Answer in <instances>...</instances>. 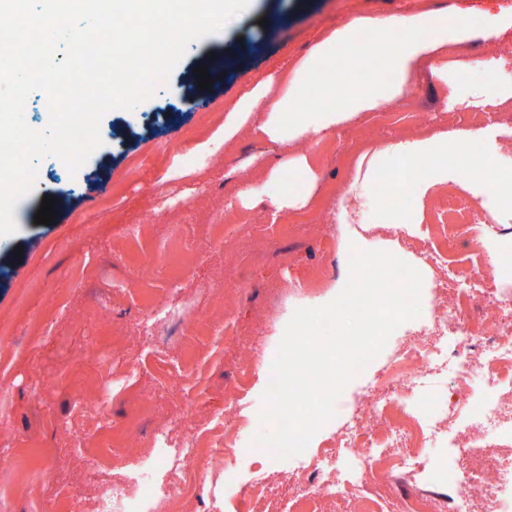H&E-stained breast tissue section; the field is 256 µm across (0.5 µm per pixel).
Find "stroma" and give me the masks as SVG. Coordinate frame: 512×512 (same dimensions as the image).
I'll list each match as a JSON object with an SVG mask.
<instances>
[{
  "mask_svg": "<svg viewBox=\"0 0 512 512\" xmlns=\"http://www.w3.org/2000/svg\"><path fill=\"white\" fill-rule=\"evenodd\" d=\"M420 13L465 22L470 33L418 59L397 98L287 143L259 138L267 118L260 105L225 133L224 120L245 93L260 87L267 99L282 96L293 71L344 27ZM497 15L511 16L512 0H251L223 32L191 43L168 82L135 111L106 113L103 143L77 172L54 157L40 162L33 193L15 208L18 232L0 236V322L22 341L0 344L8 361L0 380L7 399L0 410V470L10 485L11 512H94L98 497L125 485L162 432L175 439L194 428L223 443L224 387L235 379L228 367L244 355L253 367L239 406L240 440L226 469L212 471L198 486L190 512H249L255 479L272 486L292 470L296 458L278 459L252 444L255 435L273 429L260 410L269 385L266 365L287 324L299 305L321 306L340 293L352 249L412 259L402 241L372 239L361 225L413 228L428 250L418 267L426 280L436 276L432 260L442 255L456 272L472 271L469 248L448 250L437 225L485 224L493 217L512 225V206L484 190L481 172L457 171L426 191L411 190L403 205L391 199L384 181L401 165L386 144L447 130L452 112L478 155L497 162L502 178H512V130L497 119L512 113V27H492ZM244 45L251 49L246 57ZM211 59L223 63V83L197 102L180 103L172 119L158 118L182 76ZM170 143L188 154V162L166 153ZM367 143L375 154L359 161ZM276 176L287 177L297 204H273L268 186ZM247 186L253 197L239 199ZM59 190L70 206L59 209L54 225L35 223L43 198ZM460 193L468 196L469 209L449 213V197ZM346 194L359 203L358 221L349 225L340 205ZM220 217L229 224H284L288 233L271 244L250 241L258 259L243 267L237 247L210 237ZM339 223L345 232L333 274L319 238ZM140 224L153 225L155 239L177 236L181 244L136 271L126 236ZM78 257L86 266L75 278ZM289 283L298 285L299 298L275 307L271 289ZM150 300L168 317L150 316ZM420 325L415 318L394 330L386 352L344 387L335 416L310 448L337 441L356 415L373 430L385 427L367 392L388 349L415 337ZM116 340L127 349L115 359L107 351ZM59 371L69 373L71 383L45 386V377ZM149 398L155 411L139 423L133 442H125L123 428ZM46 448L54 451L50 471ZM19 456L29 460L28 468H11Z\"/></svg>",
  "mask_w": 512,
  "mask_h": 512,
  "instance_id": "35a3bbf8",
  "label": "stroma"
}]
</instances>
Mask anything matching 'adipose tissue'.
<instances>
[{"label":"adipose tissue","instance_id":"adipose-tissue-1","mask_svg":"<svg viewBox=\"0 0 512 512\" xmlns=\"http://www.w3.org/2000/svg\"><path fill=\"white\" fill-rule=\"evenodd\" d=\"M377 26L379 54L388 77L382 94L360 93L349 85L332 81L320 86L322 97L330 101L329 106L318 108L303 102L299 98V89L308 82L316 67L314 61L307 60L293 72L282 97L266 101L259 91H252L242 98L239 114L249 113L257 103H264L268 119L261 126L260 132L278 142L294 140L311 130L334 128L354 113L372 110L383 101L399 96L417 59L435 52L448 40L465 38L469 32L466 24L451 23L447 18L434 14L412 16L409 20L411 35L401 42L392 39L393 31L400 26L399 20L382 19ZM388 150L402 159L404 168L422 172L425 181L444 180L448 177L447 134L423 140L394 142Z\"/></svg>","mask_w":512,"mask_h":512}]
</instances>
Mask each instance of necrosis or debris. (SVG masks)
<instances>
[{
  "instance_id": "necrosis-or-debris-1",
  "label": "necrosis or debris",
  "mask_w": 512,
  "mask_h": 512,
  "mask_svg": "<svg viewBox=\"0 0 512 512\" xmlns=\"http://www.w3.org/2000/svg\"><path fill=\"white\" fill-rule=\"evenodd\" d=\"M482 258L483 269L475 276L461 280L448 271L437 280L418 337L397 345L387 361L392 391L373 410L382 415L397 409L401 424L373 435L363 422L349 421L338 445L317 449L289 478L291 494L278 512H345L352 502L357 512H374L379 498L368 494L369 481L392 485L403 474L418 484L428 482L417 448L430 435L451 440L464 414L478 432L491 436V443L462 446L451 440L453 495L405 496L403 512H474L478 501L483 512H512V489L504 490L498 481L502 468L512 469V310L493 305L486 287L498 254L487 251ZM450 360L461 382L481 381L465 411L429 389L431 370ZM131 480L135 493L103 503L98 512H183L176 487L140 472Z\"/></svg>"
}]
</instances>
